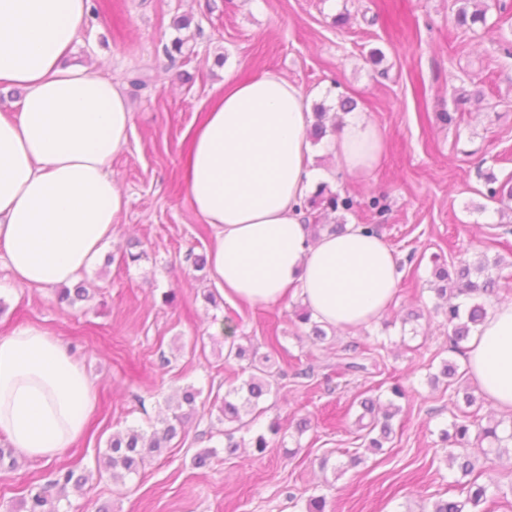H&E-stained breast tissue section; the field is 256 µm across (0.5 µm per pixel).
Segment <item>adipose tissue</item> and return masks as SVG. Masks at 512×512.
<instances>
[{"instance_id":"obj_1","label":"adipose tissue","mask_w":512,"mask_h":512,"mask_svg":"<svg viewBox=\"0 0 512 512\" xmlns=\"http://www.w3.org/2000/svg\"><path fill=\"white\" fill-rule=\"evenodd\" d=\"M90 0H0V87L21 92L0 114V258L13 281L49 288L97 264L129 198L112 160L132 129L118 82L93 64L64 65ZM312 99L279 75L226 80L193 129L184 177L192 212L215 235L211 283L250 306L299 296L313 318L354 329L380 318L397 292L392 251L362 225L311 238L303 203L329 174L307 130ZM381 130L349 118L329 144L338 169L364 180L379 165ZM470 380L512 414V302L494 305L468 343ZM95 387L48 331L0 335V435L52 462L85 431Z\"/></svg>"}]
</instances>
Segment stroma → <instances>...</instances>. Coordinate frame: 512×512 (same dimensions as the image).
Returning a JSON list of instances; mask_svg holds the SVG:
<instances>
[{
    "label": "stroma",
    "instance_id": "obj_1",
    "mask_svg": "<svg viewBox=\"0 0 512 512\" xmlns=\"http://www.w3.org/2000/svg\"><path fill=\"white\" fill-rule=\"evenodd\" d=\"M345 24H335L339 14ZM454 0H91L73 57L98 63L124 85L133 110L129 142L112 172L129 197L115 226L106 261L86 272L89 291L76 307L58 304L52 288H22L0 260V333L35 324L59 339L93 377L96 402L84 435L55 466L88 475L68 491L64 512H305L322 495L327 512H429L453 495L456 471L440 438L465 411L462 396L431 383L443 361L463 363L448 345L445 301L432 289L436 266L460 259L499 257L498 270L512 298V212L485 196V177L512 178V58L500 51L512 39V18L489 11L488 26H457ZM189 18L180 30L177 19ZM183 38L190 57L165 52ZM380 50L384 59L367 57ZM277 74L305 94L328 91L357 103L384 135V154L368 181L336 171L325 143L314 144L317 166L329 170L332 190L353 197L349 224H375L398 261L396 299L367 326L329 332L321 342L295 313L293 297L269 306H241L216 292L206 255L214 234L188 204L182 161L189 129L207 111L225 78ZM147 85L133 86L134 77ZM483 89L455 123L458 93ZM380 197L385 207L368 206ZM140 249L127 265L124 253ZM423 316L406 321L411 309ZM265 354L264 337H278L282 371L260 406L258 426L277 422L265 456L252 448L222 452L218 408L225 393L249 376L247 361L225 363L226 337ZM357 344L366 369L344 373L345 347ZM406 391L382 452H363L347 467L345 449L359 447V397L389 402L390 387ZM201 394L186 435L148 460L126 484L98 471V455L112 435L149 427L167 414V402L186 386ZM310 418L298 433L296 424ZM217 448L207 467L193 463ZM480 482L503 495L486 512H512V455L486 460L469 446ZM53 466L18 457L0 469V512H22L30 488L47 484Z\"/></svg>",
    "mask_w": 512,
    "mask_h": 512
}]
</instances>
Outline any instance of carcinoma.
Segmentation results:
<instances>
[{
  "mask_svg": "<svg viewBox=\"0 0 512 512\" xmlns=\"http://www.w3.org/2000/svg\"><path fill=\"white\" fill-rule=\"evenodd\" d=\"M463 6L456 13V24L459 27L472 28L480 24L487 25L488 7L483 0H461ZM316 121L309 131L310 138L321 141L327 134L336 132V118L329 117L327 108L320 104L314 108ZM488 198L498 202L501 210L509 209L512 201V183L509 181L497 183V178L489 174L486 176ZM308 218L312 223L308 224L311 236L316 237L324 229L329 232H337L343 229V225L335 224L331 227L320 223L321 216L327 212L339 210L350 211L355 206V201L348 195L333 192L328 186L322 185L318 191L310 196L306 202ZM501 259L492 261L481 259L473 264L459 262L448 269L437 267L435 278L441 285L435 289L437 296L441 298L465 299V303H448L445 310V318L448 324V342L450 351L461 355L466 354L463 346L472 332L484 321L487 315L485 303L482 297L490 296L500 288L499 279L493 274V269L499 267ZM88 298L86 289L78 286L74 289L62 288L57 292V301L60 304L73 306ZM269 356H264V361L251 360L249 368L252 373L247 380L238 387L230 389L224 396V401L219 407V420L227 425L224 429V452L232 456L241 447V442L235 437V433L255 422L259 401L270 392V380L278 376L267 365ZM440 374L448 379V384L466 381V372L459 371L457 364L451 361L443 362ZM200 391L187 387L182 390L180 397L167 404L170 415L161 420V427H152L145 430L140 427H129L125 433L112 436L107 449L102 457L98 458V468L109 472L112 479L122 481L139 474L146 460L160 456L169 447V443L179 434L185 432L186 424L196 413V401ZM362 414L358 418L359 428L366 431V450L379 453L383 451L384 444L391 439L392 419L400 412V407L389 403L383 415L376 413L377 403L365 397L359 401ZM370 417L368 423H363L365 417ZM279 433V425L272 422L267 430L257 431L251 437V448L258 455L267 452L270 446V437ZM442 440L452 444H475L482 449L484 455L495 454L497 456L509 452L512 444V425L504 426L502 420H488L482 422L477 415L464 414L456 418L450 424V428L441 432ZM448 466L450 469L461 473L464 480L459 482L460 489L457 495L439 499L432 505L430 512H484L482 505L496 496L491 486L478 482V478H469L474 471V464L467 453H458L456 449H448ZM85 477L76 474L72 469H60L55 472L54 479L49 482V487L65 492L68 487L76 490L82 488ZM61 498L52 497L48 487H33L22 501L25 512H59Z\"/></svg>",
  "mask_w": 512,
  "mask_h": 512,
  "instance_id": "obj_1",
  "label": "carcinoma"
}]
</instances>
